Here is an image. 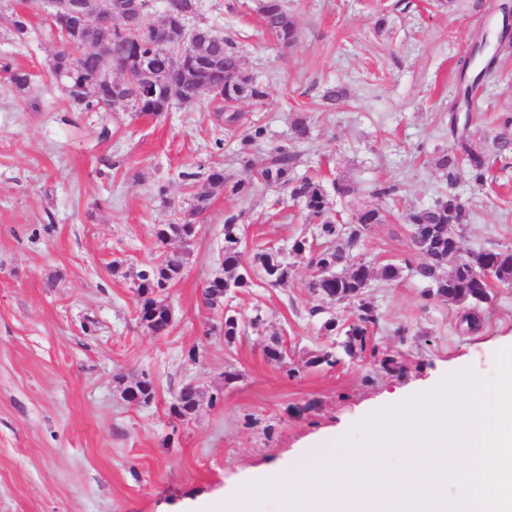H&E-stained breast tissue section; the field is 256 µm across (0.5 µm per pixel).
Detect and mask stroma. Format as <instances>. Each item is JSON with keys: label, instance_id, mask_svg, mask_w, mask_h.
<instances>
[{"label": "stroma", "instance_id": "35a3bbf8", "mask_svg": "<svg viewBox=\"0 0 512 512\" xmlns=\"http://www.w3.org/2000/svg\"><path fill=\"white\" fill-rule=\"evenodd\" d=\"M497 2L476 13L470 0L450 9L438 0H286L298 40L284 49L258 0H198L190 26L234 37L266 90L228 126L208 93L159 117L120 104L79 111L48 71L57 43L46 14L35 0H0V64L34 75L20 93L0 73V512H183L189 502L230 512L225 489L252 470L291 465L318 438L353 434L395 395L429 393L471 359L494 358L512 337V288H491L480 330L465 333V307L423 298L411 269L374 278L364 300L377 321L366 351L349 355L342 344L357 308L314 295L307 257L289 251L314 231L300 205L260 182L246 198L209 190L199 214L191 198L207 190L211 168L240 177L265 166L302 118L310 134L296 175L319 173L328 188L347 181L353 194L333 200L344 222L365 207L393 210L364 236L373 270L407 257V213L449 188L432 159L451 145L457 64L474 34L491 30ZM17 13L29 23L22 40ZM334 85L347 90L337 110L322 99ZM510 115L506 51L474 97V144L490 148ZM256 123L264 138L244 142ZM185 171L197 172L195 185ZM382 182L398 185L397 199L376 195ZM455 189L473 211L461 251L512 248V155L491 160L484 188L464 177ZM230 211L241 216L245 264L273 245L293 272L281 286L259 280L229 298L261 327L228 345L222 312L203 303L202 290L221 268ZM177 220L196 224L193 240L158 242L156 228ZM168 249L184 250L187 262L167 292L172 327L155 336L139 323L132 273ZM329 320L335 331H325ZM274 341L280 366L265 356ZM325 349L336 365L309 366ZM384 357L399 371L382 369ZM289 365L300 367L297 377L286 375ZM144 378L153 399L128 402L124 388ZM188 383L201 401L180 420L170 406Z\"/></svg>", "mask_w": 512, "mask_h": 512}]
</instances>
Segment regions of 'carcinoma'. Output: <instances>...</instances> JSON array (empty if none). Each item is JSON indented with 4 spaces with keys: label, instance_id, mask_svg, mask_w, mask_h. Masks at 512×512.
Listing matches in <instances>:
<instances>
[{
    "label": "carcinoma",
    "instance_id": "1",
    "mask_svg": "<svg viewBox=\"0 0 512 512\" xmlns=\"http://www.w3.org/2000/svg\"><path fill=\"white\" fill-rule=\"evenodd\" d=\"M258 11L265 28L277 42L289 47L297 40V26L289 14L284 0H259ZM152 6L138 16L128 19L124 26L113 29L109 41L112 45V68L121 72L132 59L138 56L152 55L153 68L149 79L156 87V94L151 98L144 96V84L141 81H128L122 89L120 102L133 112L157 115L171 107V101L165 94L167 86L183 81L196 93L219 87L223 91L224 122L232 125L238 120L234 105L246 101H259L266 96L265 89L242 66L241 56L235 41L209 28L198 27L193 30L192 38L199 53L208 57L210 62L202 64L199 60H179L174 52L161 49L151 40ZM483 43H475L473 50L482 52V68L474 72L472 57H466L458 63L459 95L466 107H471L472 94L477 89L480 75L491 73L498 62L499 53L482 51ZM56 72L64 75L70 84H95L103 72V61L94 52H81L72 55L69 50H61L54 56ZM0 71L6 74L9 82L18 90L25 91L32 81V74L23 69H14L5 64ZM506 131L494 137L495 154L512 153V116L504 121ZM448 130L453 139V149L441 152L434 158V165L447 177L448 186H453L461 168H466L470 181L476 187L484 186L489 170V157L484 151L473 147L468 123H460L455 113L448 114ZM309 127L303 120L292 123L291 144L274 148L270 163L258 171L257 177L269 186H275L287 192L289 198L301 204L311 219L318 221V236L322 243L314 246L305 237L297 238L291 245V252L308 255L309 265H325L332 268L335 278H322L311 283V288L324 295L335 296L340 302L360 301L358 323L350 327L345 335V351L352 355L364 351L371 325L376 321L374 311L362 303L365 294V281L371 279L373 270L366 262L354 256L362 237L373 224L386 221V214L377 207L364 208L356 213L352 224L336 223L333 203L328 198L326 189L315 177H295L293 171L298 160L295 145L307 140ZM212 186L224 188L229 197H245L252 192L253 178L250 175L234 178L224 175L221 168H212L206 176ZM240 215L229 213L224 218V254L221 262V274L224 278L213 281L203 290V298L215 294V289H243L250 287L252 271L257 277L265 276L273 280V285L280 286L292 275V266L284 261L271 267V254L264 250L255 254L254 263L244 265L241 258ZM408 224L432 227L442 234L435 244L426 252L414 250L419 257L417 265L409 259L404 265L388 263L380 269V276L386 281H395L401 277L403 267H412L421 280L428 284V292L444 301L470 306L464 318L466 327L476 331L480 327L477 310L481 304L490 299V282L479 281L471 273L477 266H487L494 270V282L507 286L512 282V254L504 255V250L485 249L460 255V237L448 245V225L455 224L459 231L470 221V213L459 195L450 191L436 198L431 204L416 208L407 215ZM453 266H448L449 260ZM185 266L184 255L178 251L166 252L157 262L144 265L143 287L159 288L163 291L171 288L173 282L181 275ZM200 401L197 392L190 389L179 390V410L184 417L196 411Z\"/></svg>",
    "mask_w": 512,
    "mask_h": 512
}]
</instances>
